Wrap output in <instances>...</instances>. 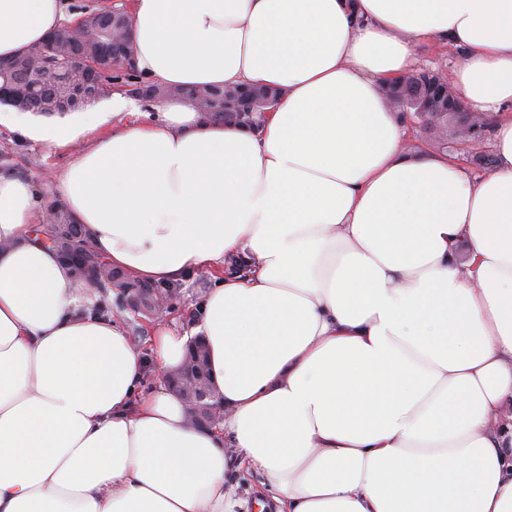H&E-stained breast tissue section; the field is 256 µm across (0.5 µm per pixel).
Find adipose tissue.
<instances>
[{"mask_svg": "<svg viewBox=\"0 0 512 512\" xmlns=\"http://www.w3.org/2000/svg\"><path fill=\"white\" fill-rule=\"evenodd\" d=\"M66 6L0 0V58ZM128 18L144 78L282 99L256 132L118 92L12 127L79 145L59 194L112 267L213 279L196 331L223 417L195 427L146 387L188 336L157 325L144 355L92 315L36 239L35 186L0 174V512H236L242 469L276 512H512V0H131ZM429 42L494 117L483 178L405 146L385 88Z\"/></svg>", "mask_w": 512, "mask_h": 512, "instance_id": "1", "label": "adipose tissue"}]
</instances>
